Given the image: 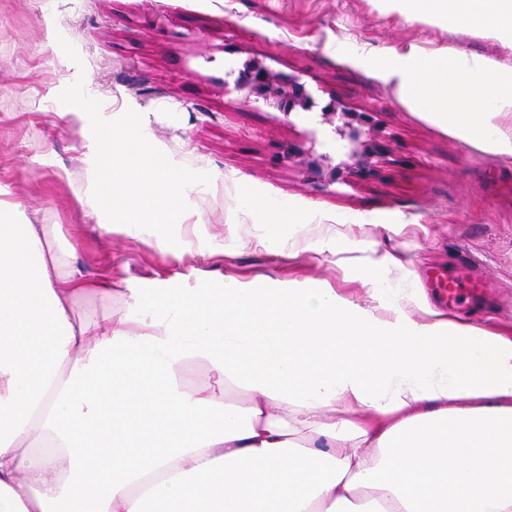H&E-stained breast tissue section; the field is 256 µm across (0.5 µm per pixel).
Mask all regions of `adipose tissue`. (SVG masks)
<instances>
[{"label": "adipose tissue", "instance_id": "1", "mask_svg": "<svg viewBox=\"0 0 512 512\" xmlns=\"http://www.w3.org/2000/svg\"><path fill=\"white\" fill-rule=\"evenodd\" d=\"M387 3L512 48V0ZM385 75L512 158L511 66L411 46ZM94 145L98 231L161 214L164 248L181 173L131 125L97 122ZM190 361L208 389L185 385ZM0 512H512V336L325 282L119 288L0 198ZM183 379L190 389H203L212 383L207 367L199 362H189L185 365Z\"/></svg>", "mask_w": 512, "mask_h": 512}]
</instances>
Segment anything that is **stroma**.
<instances>
[{
  "label": "stroma",
  "instance_id": "stroma-1",
  "mask_svg": "<svg viewBox=\"0 0 512 512\" xmlns=\"http://www.w3.org/2000/svg\"><path fill=\"white\" fill-rule=\"evenodd\" d=\"M447 47L512 66L498 41L462 35L388 12L383 0H0V198L35 223L91 224L92 116L137 124L183 171L185 223L197 225L200 261L169 232L167 255L154 229L93 235L77 243L86 272L111 269L142 288L158 272L205 288V273L243 281H326L366 299L368 241L411 258L409 277L376 267L379 295L406 288L432 305V277L477 266L486 288L454 316L512 331V160H497L414 111L384 77L390 46ZM260 62L298 77L314 107L284 115L234 86L233 70ZM339 101L369 115L387 154L356 185L312 178L301 157L323 151L321 110ZM271 211L294 214L286 243L307 240L295 261L262 248ZM338 232L335 251L321 231ZM348 264H338V256Z\"/></svg>",
  "mask_w": 512,
  "mask_h": 512
}]
</instances>
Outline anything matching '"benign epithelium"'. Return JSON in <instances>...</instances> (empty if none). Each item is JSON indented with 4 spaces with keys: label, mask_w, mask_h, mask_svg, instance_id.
<instances>
[{
    "label": "benign epithelium",
    "mask_w": 512,
    "mask_h": 512,
    "mask_svg": "<svg viewBox=\"0 0 512 512\" xmlns=\"http://www.w3.org/2000/svg\"><path fill=\"white\" fill-rule=\"evenodd\" d=\"M235 87L262 98L267 104L284 114L300 108L308 111L313 100L305 86L294 76L277 75L258 62L238 70ZM341 114L342 121L332 120ZM324 121L330 125L325 144L345 153L346 159L333 165L328 154H320L307 162V167L318 176L331 182L351 184L373 177L385 157V147L363 129L367 114L353 112L349 108L331 103L322 110Z\"/></svg>",
    "instance_id": "obj_1"
}]
</instances>
